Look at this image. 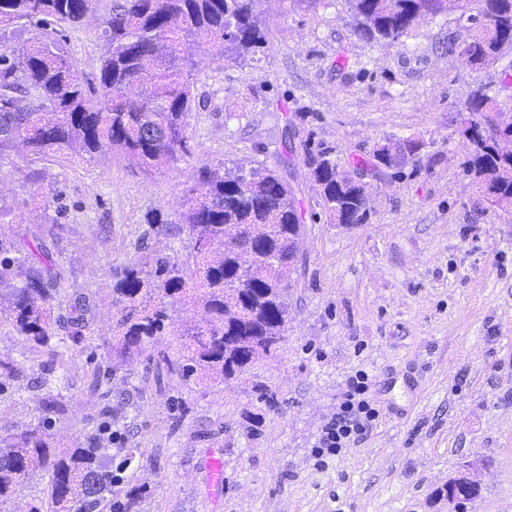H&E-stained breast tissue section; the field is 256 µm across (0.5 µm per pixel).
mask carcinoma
Here are the masks:
<instances>
[{
  "instance_id": "obj_1",
  "label": "carcinoma",
  "mask_w": 512,
  "mask_h": 512,
  "mask_svg": "<svg viewBox=\"0 0 512 512\" xmlns=\"http://www.w3.org/2000/svg\"><path fill=\"white\" fill-rule=\"evenodd\" d=\"M93 0H0V23L25 21L37 32L11 54L0 53V158L23 150L34 156L94 158L110 150L149 175L191 154L185 116L191 109L195 61L191 46L219 54L243 55L258 47L261 0H112L103 22L100 57L101 98L93 101L51 25L77 27ZM358 35L397 39L418 18L444 11L477 13L475 31L451 38L462 69L494 65L512 48V26H491L486 16L512 20V0H347ZM466 172L482 195L500 208H512V152L500 150L491 135L497 105L482 91L467 105ZM304 161L320 187L322 213L329 224L350 215L365 222V186L332 157V149L301 141ZM378 144L370 157L353 162L362 173L397 166L392 149ZM181 223L159 214L146 218L158 234L188 230L183 256L135 258L112 273V353L120 358L143 353L167 328L171 313L188 303L203 309L201 323L177 360L162 356L167 369L193 377L233 379L270 354L288 323V275L306 232L304 211L286 175L274 170L228 176L205 168L188 188ZM248 264L252 275L241 281ZM22 284L0 291V318L24 343L45 350L44 384L57 385L54 366L63 354L55 342L80 343L94 305L86 295L64 292V269L53 259L45 237L31 242L18 235L0 250V284L12 269ZM65 330L67 336L58 335ZM106 449L92 437L85 447L52 449L41 427L0 435V505L36 472L47 478L44 499L29 512H102L119 481L103 463Z\"/></svg>"
}]
</instances>
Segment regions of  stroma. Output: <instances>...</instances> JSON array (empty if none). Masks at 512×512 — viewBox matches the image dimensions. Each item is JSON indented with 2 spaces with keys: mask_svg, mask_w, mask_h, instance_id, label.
I'll use <instances>...</instances> for the list:
<instances>
[{
  "mask_svg": "<svg viewBox=\"0 0 512 512\" xmlns=\"http://www.w3.org/2000/svg\"><path fill=\"white\" fill-rule=\"evenodd\" d=\"M111 7L94 0L83 25L55 34L93 98ZM259 26L265 42L245 56L193 49L194 151L177 166L145 176L109 151L0 159V246L56 224L67 291L96 306L85 340L65 347L62 417L41 410L46 354L0 324V358L24 363L0 376V433L46 418L62 452L109 426V470L120 447L143 451L112 493L120 501L144 486L140 512H448L438 491L469 464L481 493L463 512H512V208L478 192L461 134L475 91L512 115V86L500 65L460 67L448 39L472 28L457 11L372 41L355 33L346 0H262ZM291 129L331 147L343 167L384 140L423 147L401 172L365 176L369 219L341 226L322 215L302 154L286 158ZM219 166L286 170L312 218L284 342L239 379L157 373L153 358L176 356L201 318L189 304L144 354L114 363L106 270L184 253L188 233L155 236L145 216L178 222L199 170ZM359 370L379 416L363 439L319 455L321 430Z\"/></svg>",
  "mask_w": 512,
  "mask_h": 512,
  "instance_id": "35a3bbf8",
  "label": "stroma"
}]
</instances>
